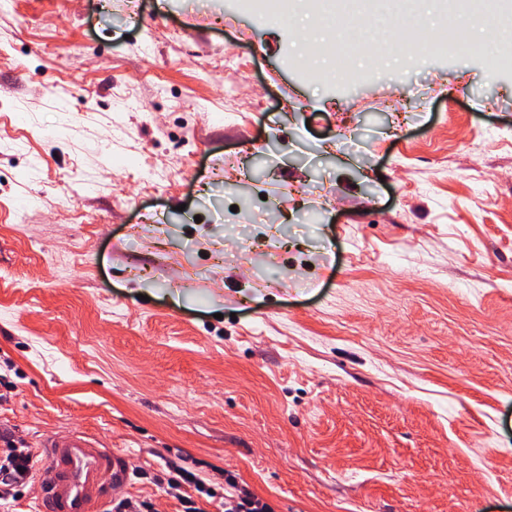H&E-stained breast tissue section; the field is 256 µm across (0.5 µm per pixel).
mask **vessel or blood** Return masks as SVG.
<instances>
[{"instance_id": "vessel-or-blood-1", "label": "vessel or blood", "mask_w": 512, "mask_h": 512, "mask_svg": "<svg viewBox=\"0 0 512 512\" xmlns=\"http://www.w3.org/2000/svg\"><path fill=\"white\" fill-rule=\"evenodd\" d=\"M44 448L49 478L39 512H105L110 489L130 481L123 455L83 434L53 435Z\"/></svg>"}]
</instances>
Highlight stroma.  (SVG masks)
I'll return each mask as SVG.
<instances>
[{
    "label": "stroma",
    "mask_w": 512,
    "mask_h": 512,
    "mask_svg": "<svg viewBox=\"0 0 512 512\" xmlns=\"http://www.w3.org/2000/svg\"><path fill=\"white\" fill-rule=\"evenodd\" d=\"M224 0H0V435L274 512H512V70ZM224 512H272V508L254 495L240 493L236 476L225 473Z\"/></svg>",
    "instance_id": "1"
}]
</instances>
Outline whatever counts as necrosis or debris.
<instances>
[{
	"mask_svg": "<svg viewBox=\"0 0 512 512\" xmlns=\"http://www.w3.org/2000/svg\"><path fill=\"white\" fill-rule=\"evenodd\" d=\"M436 2L448 27V36L443 40L433 39L421 27L417 14L418 0H237L241 9L261 23H287L301 7L309 10L318 21L331 23L336 36L326 47L334 60L333 68L326 76L330 82L352 78V57L362 47L357 27L363 17L370 15L396 13L404 20L399 35L390 34L386 39L371 44V53L378 57L396 48L416 58L430 54H454L466 39L464 30L456 26L455 18L466 13L474 19L494 23L504 32L503 37L479 46V53L512 60V0Z\"/></svg>",
	"mask_w": 512,
	"mask_h": 512,
	"instance_id": "4bbe7bcc",
	"label": "necrosis or debris"
}]
</instances>
